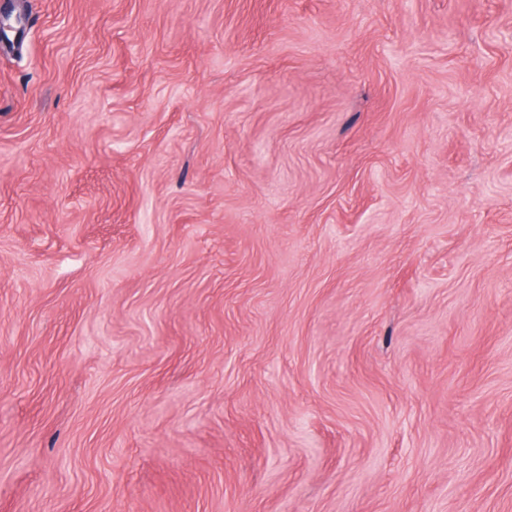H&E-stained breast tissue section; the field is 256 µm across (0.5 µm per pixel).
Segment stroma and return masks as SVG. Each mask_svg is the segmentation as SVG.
<instances>
[{
  "label": "stroma",
  "instance_id": "35a3bbf8",
  "mask_svg": "<svg viewBox=\"0 0 512 512\" xmlns=\"http://www.w3.org/2000/svg\"><path fill=\"white\" fill-rule=\"evenodd\" d=\"M0 13V512H512V0Z\"/></svg>",
  "mask_w": 512,
  "mask_h": 512
}]
</instances>
